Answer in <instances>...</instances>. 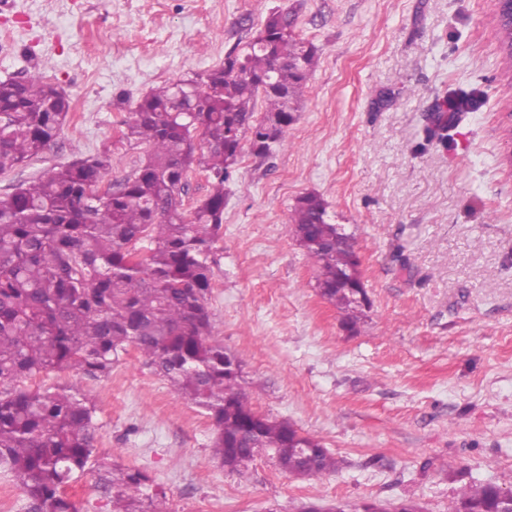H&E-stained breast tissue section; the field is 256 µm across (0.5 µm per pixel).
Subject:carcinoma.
<instances>
[{
  "mask_svg": "<svg viewBox=\"0 0 512 512\" xmlns=\"http://www.w3.org/2000/svg\"><path fill=\"white\" fill-rule=\"evenodd\" d=\"M294 14L274 9L245 46L224 62L152 90L136 105L121 145L144 147L137 168L102 190L112 145L0 194V469L26 497L27 512H78L67 495L89 469L111 512H169L166 492L142 470L109 465L95 448L96 406L73 386L25 381L74 370L112 372L135 348L155 375L204 409L214 426L213 455L230 472L264 451L278 469L311 478L339 468L316 438L258 413L224 345L212 340L210 255L224 224V184L249 142L265 159L288 146L295 103L304 94L316 48L293 30ZM512 70V30L498 28ZM262 98V111L256 110ZM69 97L40 78L0 80V174L41 154L65 124ZM213 184L182 208L189 172ZM298 245L319 267L320 294L357 326L364 287L352 236L331 223L316 194L290 214ZM503 488L473 483L450 512H501ZM364 512H423L413 498L374 501Z\"/></svg>",
  "mask_w": 512,
  "mask_h": 512,
  "instance_id": "carcinoma-1",
  "label": "carcinoma"
}]
</instances>
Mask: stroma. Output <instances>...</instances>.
Instances as JSON below:
<instances>
[{"label":"stroma","mask_w":512,"mask_h":512,"mask_svg":"<svg viewBox=\"0 0 512 512\" xmlns=\"http://www.w3.org/2000/svg\"><path fill=\"white\" fill-rule=\"evenodd\" d=\"M318 59L270 158L244 152L212 255V337L252 406L317 437L338 472L306 479L258 457L232 473L206 412L132 350L109 377L60 372L97 407L96 452L145 471L170 512H298L418 500L448 512L465 480L512 489V78L494 0H0V80L40 77L72 101L50 146L0 193L115 141L151 89L219 66L271 8ZM447 143L429 139L449 98ZM313 192L351 234L370 301L355 330L317 288L288 219Z\"/></svg>","instance_id":"1"}]
</instances>
